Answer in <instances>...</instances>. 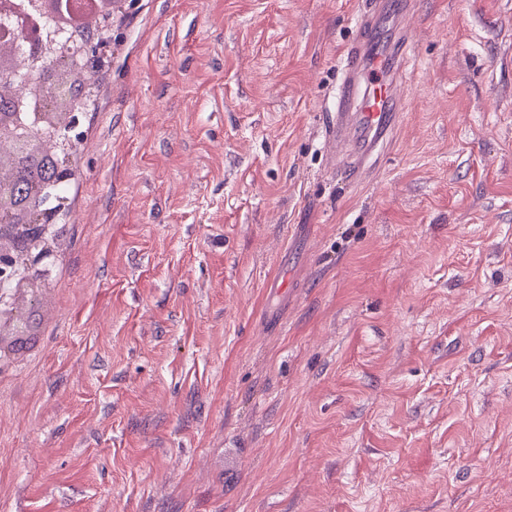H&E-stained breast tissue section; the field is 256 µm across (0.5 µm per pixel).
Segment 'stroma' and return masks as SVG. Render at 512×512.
Masks as SVG:
<instances>
[{"instance_id":"obj_1","label":"stroma","mask_w":512,"mask_h":512,"mask_svg":"<svg viewBox=\"0 0 512 512\" xmlns=\"http://www.w3.org/2000/svg\"><path fill=\"white\" fill-rule=\"evenodd\" d=\"M362 2L115 15L0 356V512H512V0H415L349 184ZM413 12V0H372L359 18L360 34L344 49L328 144L353 181L364 178L403 115V70ZM382 27L392 29L389 39L378 36Z\"/></svg>"}]
</instances>
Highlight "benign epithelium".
I'll use <instances>...</instances> for the list:
<instances>
[{"label":"benign epithelium","instance_id":"obj_1","mask_svg":"<svg viewBox=\"0 0 512 512\" xmlns=\"http://www.w3.org/2000/svg\"><path fill=\"white\" fill-rule=\"evenodd\" d=\"M0 15L17 17L16 34L25 38L23 56L42 72V78L34 80L18 58L0 60V75L21 87L9 108L0 110V146L17 159L41 152L40 141L47 137L54 144L51 158L57 173L72 179L71 159L80 142L72 131L77 113L96 100L98 84L88 74L105 66L112 28H107L101 45L91 41L77 44L62 56L59 41L64 27L41 23L50 16L45 0H25L22 6L16 0H0ZM47 196L44 186L28 195L20 193L13 175L0 174V326L7 324L17 331L21 316L9 308L5 289L23 287L25 269L54 255L57 238L53 227L60 210L47 207Z\"/></svg>","mask_w":512,"mask_h":512}]
</instances>
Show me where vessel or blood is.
Segmentation results:
<instances>
[{
    "mask_svg": "<svg viewBox=\"0 0 512 512\" xmlns=\"http://www.w3.org/2000/svg\"><path fill=\"white\" fill-rule=\"evenodd\" d=\"M413 11L414 0H371L359 18V35L344 49L328 144L351 180L364 178L401 120Z\"/></svg>",
    "mask_w": 512,
    "mask_h": 512,
    "instance_id": "obj_1",
    "label": "vessel or blood"
}]
</instances>
